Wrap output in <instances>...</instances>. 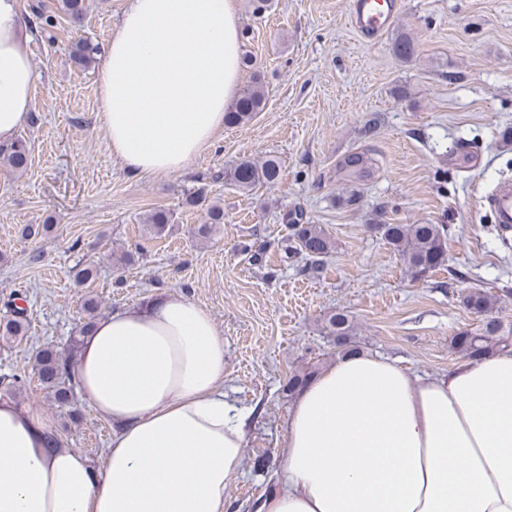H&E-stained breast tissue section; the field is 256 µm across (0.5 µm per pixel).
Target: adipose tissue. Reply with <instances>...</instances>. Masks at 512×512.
Here are the masks:
<instances>
[{
	"label": "adipose tissue",
	"instance_id": "obj_1",
	"mask_svg": "<svg viewBox=\"0 0 512 512\" xmlns=\"http://www.w3.org/2000/svg\"><path fill=\"white\" fill-rule=\"evenodd\" d=\"M17 0H0V142L33 109ZM241 42L232 0H128L102 49L98 121L134 175L189 166L224 127ZM77 389L115 429L101 465L0 399V512H229L252 411L224 393V338L177 293L100 319ZM283 484L256 512H512V352L422 380L349 353L285 420Z\"/></svg>",
	"mask_w": 512,
	"mask_h": 512
}]
</instances>
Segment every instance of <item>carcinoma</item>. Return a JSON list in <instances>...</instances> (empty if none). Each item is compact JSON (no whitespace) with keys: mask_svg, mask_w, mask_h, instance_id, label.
I'll return each instance as SVG.
<instances>
[{"mask_svg":"<svg viewBox=\"0 0 512 512\" xmlns=\"http://www.w3.org/2000/svg\"><path fill=\"white\" fill-rule=\"evenodd\" d=\"M60 11L76 30L82 27L88 3L87 0H60ZM28 23L32 30L46 33L53 27L52 16L44 13L42 5H30ZM96 47L89 42L80 40L76 44L72 57L74 62L87 65L93 61ZM265 106V93L260 83L243 89L226 113L225 120L231 125H243L250 121ZM30 161V150L23 139H15L0 145V169L11 173L26 171ZM280 165L274 158L261 162L243 160L224 172V176L233 184L247 190L259 183L274 184L280 178ZM191 206L206 204L204 223L198 225L197 236L207 239L215 228L224 223V206L216 201L206 202V195L200 191L187 198ZM171 221L169 211L156 208L150 212L145 223L149 230L160 235L165 232ZM371 232L380 234L390 244L408 266L412 277L421 281L430 273L444 265L446 261L447 229L442 224H369ZM292 231L295 251L307 257L308 265L303 271H316L322 260L329 256L334 248L331 237L316 224L303 223V215L299 212L292 217ZM463 305L470 312L482 317L477 329L459 332L451 337L450 348L467 358H481L487 354L506 351L512 348V329H504L501 320L492 316L495 301L488 292L475 288L466 293ZM327 334L334 337L336 346L354 351L352 345V328L347 316L333 313L326 319ZM27 333V322L24 309H12V317L0 322V339L6 343L19 342ZM75 347L66 349H42L34 357L33 371L38 382L51 401L59 408H64L71 415L77 413L75 391L74 357ZM315 374L313 366H306L302 371L288 377L286 387L289 393L297 392Z\"/></svg>","mask_w":512,"mask_h":512,"instance_id":"carcinoma-1","label":"carcinoma"}]
</instances>
